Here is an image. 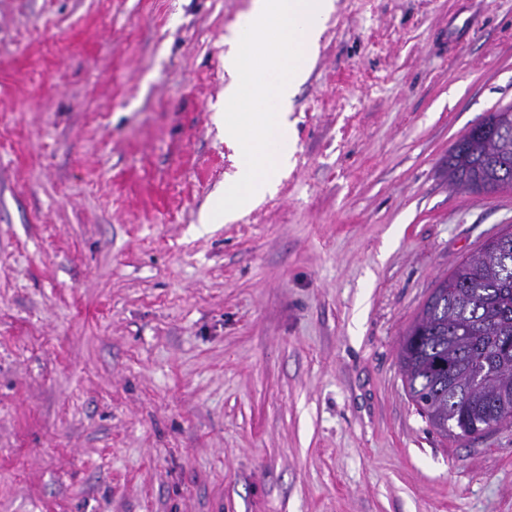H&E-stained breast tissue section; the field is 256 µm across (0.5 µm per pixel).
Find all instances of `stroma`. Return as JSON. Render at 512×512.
Listing matches in <instances>:
<instances>
[{
  "label": "stroma",
  "instance_id": "stroma-1",
  "mask_svg": "<svg viewBox=\"0 0 512 512\" xmlns=\"http://www.w3.org/2000/svg\"><path fill=\"white\" fill-rule=\"evenodd\" d=\"M293 164L236 221L250 0H0V512H512V424L437 434L399 344L512 225L448 152L512 0H335Z\"/></svg>",
  "mask_w": 512,
  "mask_h": 512
}]
</instances>
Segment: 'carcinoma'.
<instances>
[{
  "label": "carcinoma",
  "instance_id": "carcinoma-1",
  "mask_svg": "<svg viewBox=\"0 0 512 512\" xmlns=\"http://www.w3.org/2000/svg\"><path fill=\"white\" fill-rule=\"evenodd\" d=\"M448 161L457 185L512 178V135ZM512 240L486 241L439 279L400 346L408 395L442 436L465 437L491 418L486 395L512 393Z\"/></svg>",
  "mask_w": 512,
  "mask_h": 512
}]
</instances>
